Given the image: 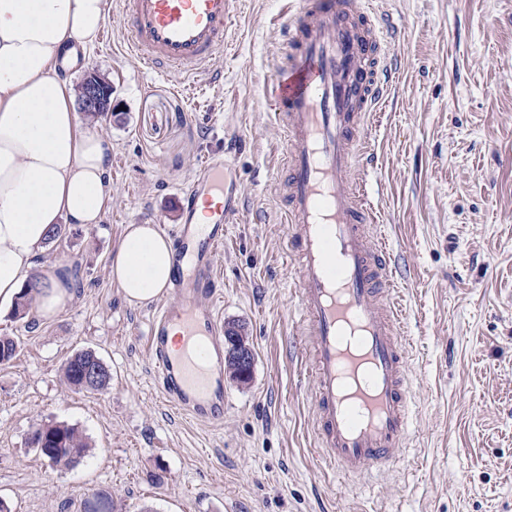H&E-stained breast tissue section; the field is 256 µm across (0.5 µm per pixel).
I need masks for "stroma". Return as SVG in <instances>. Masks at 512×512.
Here are the masks:
<instances>
[{"instance_id":"35a3bbf8","label":"stroma","mask_w":512,"mask_h":512,"mask_svg":"<svg viewBox=\"0 0 512 512\" xmlns=\"http://www.w3.org/2000/svg\"><path fill=\"white\" fill-rule=\"evenodd\" d=\"M290 0H234L215 83L148 72L126 53L118 4L73 71L112 85L118 110L81 113L112 144V198L100 223L64 225L33 272L61 269L73 297L52 314L0 306V499L11 512H81L92 493L119 512H512V0H374L396 29L395 82L366 130L368 200L398 271L414 404L408 445L378 476L332 473L313 446L299 358V273L278 221L284 144L265 85L282 61ZM230 155L244 207L215 271L225 322L255 354L253 377L224 381V421L177 413L152 377L151 305H130L109 274L127 225L179 221L173 196L209 157ZM94 351L112 373L100 391L67 385L63 366ZM76 427L90 445L50 466L39 425Z\"/></svg>"}]
</instances>
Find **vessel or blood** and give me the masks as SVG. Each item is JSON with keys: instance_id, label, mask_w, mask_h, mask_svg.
Returning <instances> with one entry per match:
<instances>
[{"instance_id": "obj_1", "label": "vessel or blood", "mask_w": 512, "mask_h": 512, "mask_svg": "<svg viewBox=\"0 0 512 512\" xmlns=\"http://www.w3.org/2000/svg\"><path fill=\"white\" fill-rule=\"evenodd\" d=\"M229 0H120L131 55L151 71L196 80L224 50ZM284 29L287 64L268 87L286 142L277 189L287 249L299 263L300 333L311 337L312 427L328 468L352 475L388 466L411 432L410 338L394 294L378 217L353 185L367 163L364 117L380 111L395 81L382 50L386 22L359 0H299ZM226 160L205 159L179 198L166 301L149 322L154 380L177 412L224 420L222 290L213 259L225 225L241 215L225 183ZM178 345H171V338Z\"/></svg>"}]
</instances>
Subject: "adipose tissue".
Masks as SVG:
<instances>
[{"mask_svg": "<svg viewBox=\"0 0 512 512\" xmlns=\"http://www.w3.org/2000/svg\"><path fill=\"white\" fill-rule=\"evenodd\" d=\"M110 0H0V302L20 292L58 224L99 223L110 199L111 147L85 132L66 78L93 47ZM171 241L130 224L110 259L129 304L156 299Z\"/></svg>", "mask_w": 512, "mask_h": 512, "instance_id": "1", "label": "adipose tissue"}]
</instances>
